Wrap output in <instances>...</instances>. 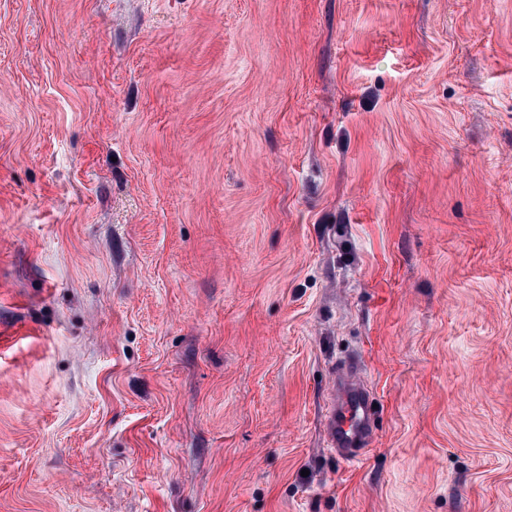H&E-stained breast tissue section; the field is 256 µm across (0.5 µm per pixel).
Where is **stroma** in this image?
<instances>
[{"instance_id": "stroma-1", "label": "stroma", "mask_w": 512, "mask_h": 512, "mask_svg": "<svg viewBox=\"0 0 512 512\" xmlns=\"http://www.w3.org/2000/svg\"><path fill=\"white\" fill-rule=\"evenodd\" d=\"M0 512H512V0H0ZM371 409L366 387L357 379L354 367L341 365L336 368V407L329 423L333 447L343 459L357 457L360 448H350L371 439Z\"/></svg>"}]
</instances>
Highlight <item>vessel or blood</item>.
<instances>
[{
  "label": "vessel or blood",
  "instance_id": "vessel-or-blood-1",
  "mask_svg": "<svg viewBox=\"0 0 512 512\" xmlns=\"http://www.w3.org/2000/svg\"><path fill=\"white\" fill-rule=\"evenodd\" d=\"M371 409L366 387L352 366L336 369V407L329 423L332 444L343 459H351L353 447L367 443L372 435Z\"/></svg>",
  "mask_w": 512,
  "mask_h": 512
}]
</instances>
